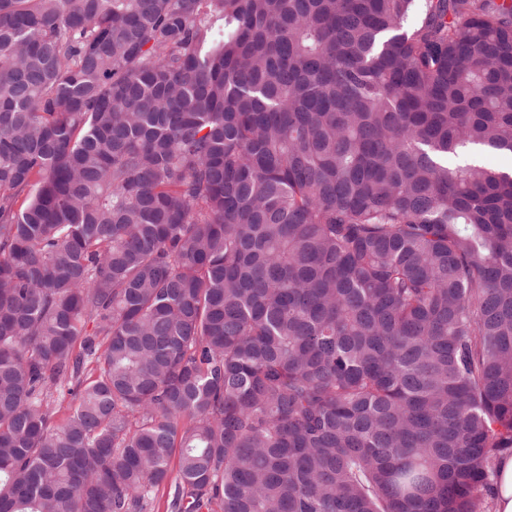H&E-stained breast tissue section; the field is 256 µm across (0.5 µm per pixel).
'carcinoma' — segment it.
Wrapping results in <instances>:
<instances>
[{
    "mask_svg": "<svg viewBox=\"0 0 512 512\" xmlns=\"http://www.w3.org/2000/svg\"><path fill=\"white\" fill-rule=\"evenodd\" d=\"M479 151L512 0H0V512H485Z\"/></svg>",
    "mask_w": 512,
    "mask_h": 512,
    "instance_id": "1",
    "label": "carcinoma"
}]
</instances>
